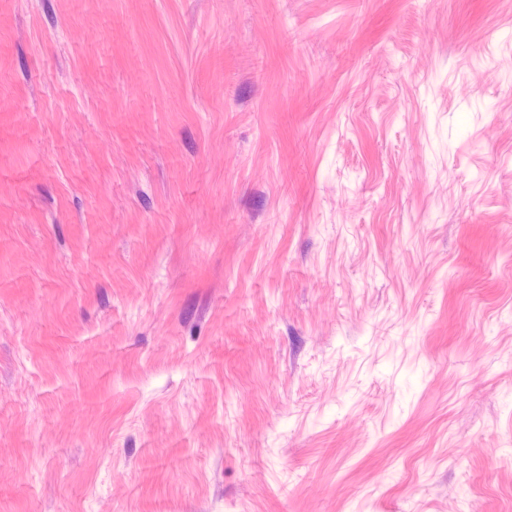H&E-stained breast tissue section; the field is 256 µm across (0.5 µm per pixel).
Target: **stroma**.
<instances>
[{
  "label": "stroma",
  "mask_w": 512,
  "mask_h": 512,
  "mask_svg": "<svg viewBox=\"0 0 512 512\" xmlns=\"http://www.w3.org/2000/svg\"><path fill=\"white\" fill-rule=\"evenodd\" d=\"M0 512H512V0H0Z\"/></svg>",
  "instance_id": "stroma-1"
}]
</instances>
